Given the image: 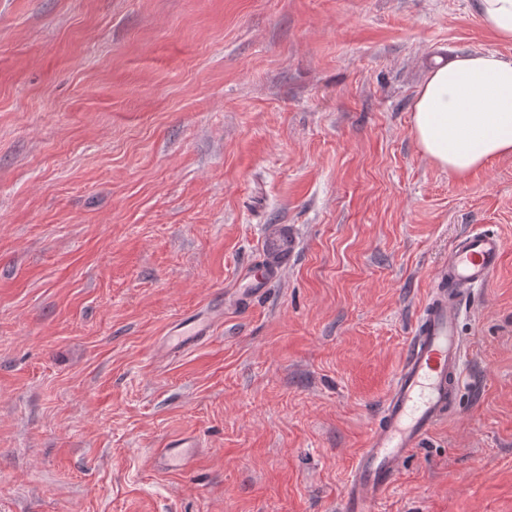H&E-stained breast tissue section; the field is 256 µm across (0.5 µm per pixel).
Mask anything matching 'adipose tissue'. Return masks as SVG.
I'll use <instances>...</instances> for the list:
<instances>
[{"mask_svg":"<svg viewBox=\"0 0 512 512\" xmlns=\"http://www.w3.org/2000/svg\"><path fill=\"white\" fill-rule=\"evenodd\" d=\"M411 129L422 152L458 178L512 155V60L473 52L431 70L417 91Z\"/></svg>","mask_w":512,"mask_h":512,"instance_id":"ef3b65f1","label":"adipose tissue"}]
</instances>
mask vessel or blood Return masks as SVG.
Instances as JSON below:
<instances>
[{"label":"vessel or blood","instance_id":"1","mask_svg":"<svg viewBox=\"0 0 512 512\" xmlns=\"http://www.w3.org/2000/svg\"><path fill=\"white\" fill-rule=\"evenodd\" d=\"M503 238L485 229L466 231L448 251L437 284L422 304L378 424L360 448L345 483L339 512H373L393 487L400 467L459 404L467 351L459 327L470 294L485 287L499 269ZM278 275L274 258L261 270L247 265L237 281V305L249 304ZM200 453L196 437L166 440L157 456L166 469L186 470Z\"/></svg>","mask_w":512,"mask_h":512}]
</instances>
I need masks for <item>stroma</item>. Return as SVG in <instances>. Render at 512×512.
I'll return each mask as SVG.
<instances>
[{"label": "stroma", "mask_w": 512, "mask_h": 512, "mask_svg": "<svg viewBox=\"0 0 512 512\" xmlns=\"http://www.w3.org/2000/svg\"><path fill=\"white\" fill-rule=\"evenodd\" d=\"M474 2L0 0V512H338L473 227L505 252L458 410L375 512H512V156L460 180L411 131L432 68L512 59ZM178 435L197 464L152 466ZM278 254L270 255L267 258L266 264L261 267L260 275L254 274V267L251 265L244 266L240 269L237 281L238 285L242 288L237 289H242L243 292L232 297L235 305L244 306L249 304L254 298L260 295L272 279L278 276L279 271L275 261ZM212 323L210 321H200L193 333L188 336H166L165 341L163 342L166 347H169L168 350H172L174 348L183 349L185 345L190 344L191 341L202 342L207 336L210 334V327Z\"/></svg>", "instance_id": "stroma-1"}]
</instances>
